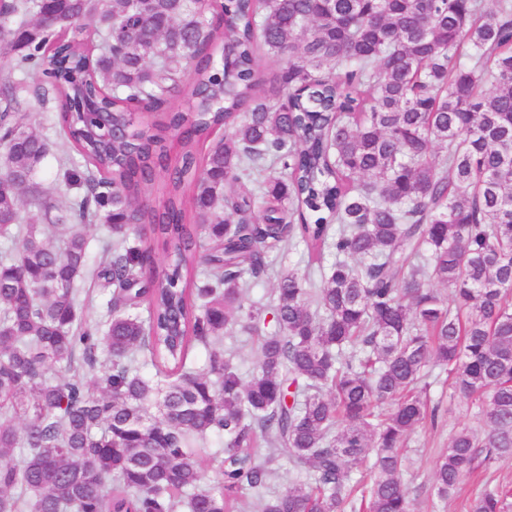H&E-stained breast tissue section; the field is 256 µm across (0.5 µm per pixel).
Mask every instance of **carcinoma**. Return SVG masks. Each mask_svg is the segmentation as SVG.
Wrapping results in <instances>:
<instances>
[{"mask_svg": "<svg viewBox=\"0 0 512 512\" xmlns=\"http://www.w3.org/2000/svg\"><path fill=\"white\" fill-rule=\"evenodd\" d=\"M62 41L66 65L28 87ZM0 51L19 75L0 84V512H242L248 496L253 512H411L401 449L437 419L431 365L485 424L450 436L437 495L512 456V0H11ZM262 54L287 60L267 81ZM29 91L60 104L63 176L84 189L62 241ZM179 92L192 110L170 167ZM134 106L163 119L137 131ZM100 219L112 242L92 266ZM299 242L320 285L291 270L270 303L246 302L268 253ZM88 279L113 287L97 320ZM238 326L258 340L247 379L224 354ZM63 362L71 376L52 378ZM213 435L208 484L197 448ZM283 458L297 478L271 496ZM469 512H512V485L485 484Z\"/></svg>", "mask_w": 512, "mask_h": 512, "instance_id": "obj_1", "label": "carcinoma"}]
</instances>
